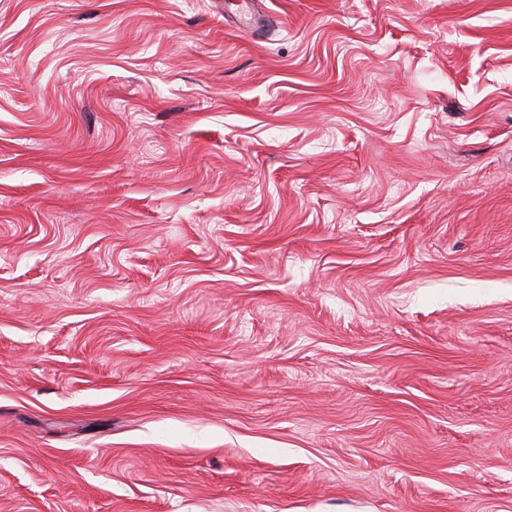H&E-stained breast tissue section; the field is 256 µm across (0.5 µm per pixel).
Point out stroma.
<instances>
[{
  "mask_svg": "<svg viewBox=\"0 0 512 512\" xmlns=\"http://www.w3.org/2000/svg\"><path fill=\"white\" fill-rule=\"evenodd\" d=\"M0 0V512H512V0Z\"/></svg>",
  "mask_w": 512,
  "mask_h": 512,
  "instance_id": "1",
  "label": "stroma"
}]
</instances>
